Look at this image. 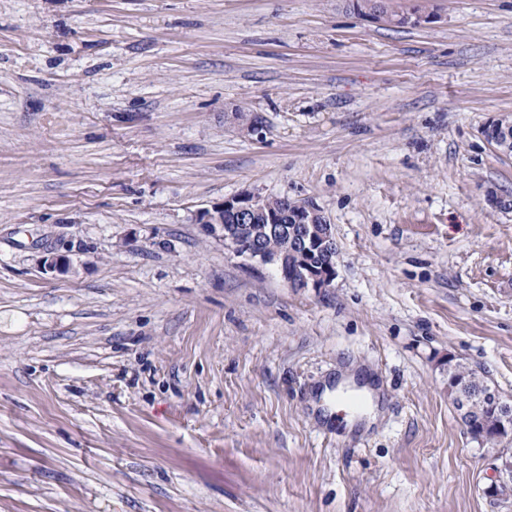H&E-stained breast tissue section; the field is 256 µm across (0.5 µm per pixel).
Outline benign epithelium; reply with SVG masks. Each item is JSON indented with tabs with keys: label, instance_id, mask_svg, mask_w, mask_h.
<instances>
[{
	"label": "benign epithelium",
	"instance_id": "7a95c632",
	"mask_svg": "<svg viewBox=\"0 0 512 512\" xmlns=\"http://www.w3.org/2000/svg\"><path fill=\"white\" fill-rule=\"evenodd\" d=\"M366 16L378 23L391 25L397 22L389 12L383 0H366ZM298 215L296 227L288 228L289 211ZM229 215L236 224H253L257 216L264 218V224L257 228L251 237H235L224 228V216ZM200 223L208 225L212 231H221L224 244L235 254L250 261L277 267L282 278L293 288H328L336 271L331 265L315 266L307 261L311 250L320 251L328 256L336 254V241L331 225L316 207L293 201L287 197L265 198L259 195H238L224 199L202 211ZM283 234L290 236L292 246L298 250V263L288 265V256L269 251L262 245V239L268 235ZM496 431L503 437H512V405L499 404V421Z\"/></svg>",
	"mask_w": 512,
	"mask_h": 512
}]
</instances>
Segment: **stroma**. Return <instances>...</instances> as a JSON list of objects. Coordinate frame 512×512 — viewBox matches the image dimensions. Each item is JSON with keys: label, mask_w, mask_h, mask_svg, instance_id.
Instances as JSON below:
<instances>
[{"label": "stroma", "mask_w": 512, "mask_h": 512, "mask_svg": "<svg viewBox=\"0 0 512 512\" xmlns=\"http://www.w3.org/2000/svg\"><path fill=\"white\" fill-rule=\"evenodd\" d=\"M415 1L0 0V512H512L448 395L512 399V0ZM246 193L322 212L330 287L200 224ZM483 134L499 152L505 155L512 154V128L499 129L494 123L486 127ZM449 377L456 380V385L465 393H478L487 381V377L472 368L457 364L450 370Z\"/></svg>", "instance_id": "1"}]
</instances>
